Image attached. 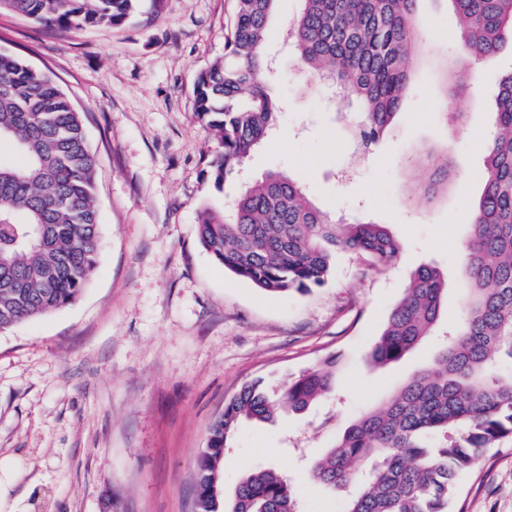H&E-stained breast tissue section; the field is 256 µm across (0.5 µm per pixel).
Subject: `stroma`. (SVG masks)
<instances>
[{"mask_svg":"<svg viewBox=\"0 0 512 512\" xmlns=\"http://www.w3.org/2000/svg\"><path fill=\"white\" fill-rule=\"evenodd\" d=\"M232 9L233 0H140L122 24L80 34L0 13V51L51 76L83 115L102 224L84 292L0 333V475L10 476L13 512H195L197 459L225 403L247 382L278 390L330 357L335 391L302 413L241 423L222 469L225 492L274 468L303 512H339L342 492L314 484L311 463L437 352L430 337L400 362L370 365L416 269L436 266L448 280L440 328L461 319L466 205L482 191L512 48L469 64L449 0H420L426 53L367 156L344 135L356 104L337 106L331 85L292 69L280 77L288 105L275 135L219 188L209 162L222 146L194 112L193 87L223 57ZM450 67L474 80L448 100ZM432 150L448 152L452 172L421 202L419 166ZM268 171L289 174L321 209L388 225L401 253L383 270L337 254L324 285L285 294L224 270L200 244L198 218L223 214ZM455 505L512 512V437L459 479Z\"/></svg>","mask_w":512,"mask_h":512,"instance_id":"1","label":"stroma"}]
</instances>
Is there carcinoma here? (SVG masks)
<instances>
[{"label":"carcinoma","mask_w":512,"mask_h":512,"mask_svg":"<svg viewBox=\"0 0 512 512\" xmlns=\"http://www.w3.org/2000/svg\"><path fill=\"white\" fill-rule=\"evenodd\" d=\"M135 0H0L44 25L80 32L122 23ZM277 0H235L224 57L194 84V112L224 152L211 162L225 184L277 126L284 104L267 84L288 65L266 54ZM285 30L292 61L360 107L347 134L362 151L377 143L403 103L417 57L418 0H301ZM473 62L491 63L512 42V0H449ZM488 139L484 188L471 205L462 246L463 317L433 363L360 414L310 466L313 481L357 484L343 512H452L458 479L512 435V69L500 81ZM0 332L74 302L94 273L101 224L95 161L82 113L46 74L0 51ZM430 175L448 183L451 160L430 155ZM201 245L224 269L269 292L304 291L328 280L336 253L365 255L383 269L401 242L384 224L349 220L317 207L284 172L244 186L232 209L204 214ZM447 292L436 267L412 275L372 350L383 367L431 334ZM335 360L300 374L280 394L260 380L244 384L214 422L202 449L195 512H300L288 478L273 469L244 475L226 497L221 467L242 420L299 413L335 390Z\"/></svg>","instance_id":"cac0c4a2"}]
</instances>
